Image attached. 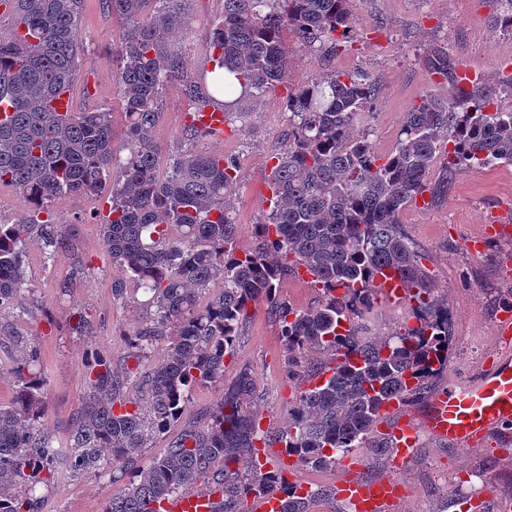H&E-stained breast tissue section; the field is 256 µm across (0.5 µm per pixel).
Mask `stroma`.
<instances>
[{
    "mask_svg": "<svg viewBox=\"0 0 512 512\" xmlns=\"http://www.w3.org/2000/svg\"><path fill=\"white\" fill-rule=\"evenodd\" d=\"M224 0H190L192 22L176 34L184 69L201 88H208L206 24L218 17ZM496 0H354L357 36L337 51L315 44L300 46L294 33L284 35L288 48V80L271 91L244 99L241 122L223 138L202 136L186 140L182 127L194 101L180 88L162 97V118L154 138L163 155L186 149L221 152L240 169L230 197L238 227V247H253L254 227L262 223L269 206L268 175L271 157L285 144L287 101L302 85L332 70L364 69L379 82L377 98L355 125L380 154L395 146L405 112L428 94L447 97L459 70L472 67L488 85H495L512 63V33L497 26ZM124 25L109 16L105 0H84L79 39L84 62L71 90L72 111L106 108L111 112L115 144L125 139L126 121L113 87L119 67ZM447 50V76L428 74L424 58L431 49ZM512 201V166L493 171L457 170L448 193L424 207H408L400 216L402 231L423 256L441 303L453 314L452 345L445 370L429 379L428 391L449 379L479 376L489 362L512 355L497 333L503 308L512 306V277L504 267L512 263V237L488 240L482 253L469 243L502 202ZM107 198L69 196L50 205L54 219L71 224L76 236L69 250L47 255L33 246L28 270L33 277L36 310L14 307L0 312V403L14 394L11 364L19 348L37 346L42 374L47 380L41 424L66 443L79 415L86 391L84 362L97 349L113 358L127 351L137 331L142 293H128L125 301L112 298V283L121 273L114 268L98 231ZM86 328H78L79 320ZM284 341L267 305L250 308L240 329L233 356L226 358L224 381L198 388L191 411L211 405L241 372L257 381L254 406L265 425L281 429L295 400V386L284 364ZM512 445V428L493 432L466 453L448 442L423 435L403 479L410 492L394 512H460L458 502L492 484L497 503L488 512H501L512 503V457L503 456ZM117 468L103 476L59 471L45 504V512H99L111 496Z\"/></svg>",
    "mask_w": 512,
    "mask_h": 512,
    "instance_id": "stroma-1",
    "label": "stroma"
}]
</instances>
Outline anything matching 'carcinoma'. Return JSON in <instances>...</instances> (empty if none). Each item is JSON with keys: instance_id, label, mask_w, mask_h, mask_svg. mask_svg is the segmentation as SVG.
I'll list each match as a JSON object with an SVG mask.
<instances>
[{"instance_id": "1", "label": "carcinoma", "mask_w": 512, "mask_h": 512, "mask_svg": "<svg viewBox=\"0 0 512 512\" xmlns=\"http://www.w3.org/2000/svg\"><path fill=\"white\" fill-rule=\"evenodd\" d=\"M12 5V33L0 36V101L12 116L0 123V184L15 187L32 214L0 224V308L21 306L31 293L26 255L70 246L73 229L55 222L49 203L70 195H108L100 223L112 266V299L127 284L148 295L146 316L129 342L125 363L96 350L86 360L85 404L67 448L39 420L45 381L40 354L22 350L12 374L16 390L0 404V512H44L47 490L64 468L98 475L122 465L128 481L101 512H165L161 504L188 493L216 492L212 512H245L249 500L276 497L281 512H313L335 496L320 487L306 496L277 470L256 465L257 448L280 445L296 463L333 468L355 448L386 451L374 434L386 401L414 402L448 363L451 334L425 320L392 334L362 335L351 323L354 303L373 310L377 278L397 274L409 301L437 308L430 271L398 229L400 214L425 193L434 196L456 170L512 165V109L498 106L487 85L458 84L448 101L429 95L405 113L390 154L378 155L353 129L380 91L363 70L330 72L288 99V141L273 156L271 191L256 243L238 252L230 206L237 164L217 152L186 150L160 173L153 131L164 91L178 85L195 100L183 135L200 134L193 118L208 109L239 115L237 101L288 78L283 34L334 52L355 32L353 0H224L208 23L210 72H224L203 92L184 75L171 38L189 22V0H106L126 23L114 79L125 115L127 156L118 178L111 112H59L83 62L78 22L83 0H0ZM428 71L448 75V54L435 48ZM446 158L442 182L431 181L436 155ZM46 218H38V214ZM179 229L170 238L169 228ZM304 268L321 290L317 303L294 308L277 283ZM270 306L285 345L288 377L304 384L285 430H261L252 409L256 382L243 375L232 391L188 415L197 386L224 381V358L252 305ZM164 358L149 363L156 342ZM312 352L330 362L317 370ZM149 368L140 374L144 363ZM180 425L165 451L138 464L142 450Z\"/></svg>"}]
</instances>
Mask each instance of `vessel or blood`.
<instances>
[{"label":"vessel or blood","instance_id":"b4317fda","mask_svg":"<svg viewBox=\"0 0 512 512\" xmlns=\"http://www.w3.org/2000/svg\"><path fill=\"white\" fill-rule=\"evenodd\" d=\"M376 286L390 302L398 303L405 297L394 273L379 277ZM404 408L403 399L398 398L383 409L385 415L396 418L389 430L393 446L390 475L371 481L347 476L336 484L339 496L353 512H390L407 496L402 473L422 434L447 440L457 451L466 452L474 439L512 423V359L498 361L475 379L449 382L428 398L420 415L405 416ZM215 500L212 494H191L165 502L163 508L165 512H211Z\"/></svg>","mask_w":512,"mask_h":512}]
</instances>
